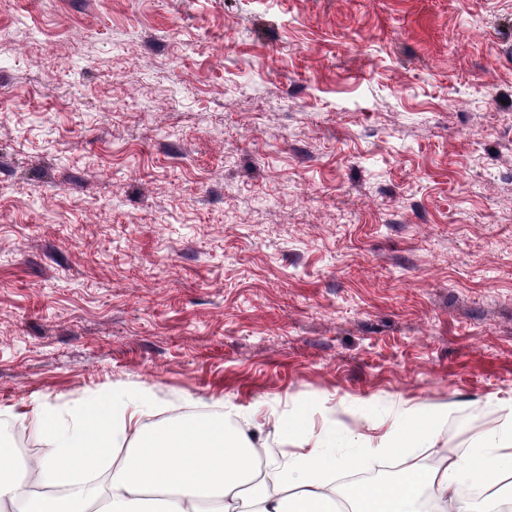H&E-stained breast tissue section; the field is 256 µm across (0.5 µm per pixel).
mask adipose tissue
Listing matches in <instances>:
<instances>
[{"label":"adipose tissue","instance_id":"obj_1","mask_svg":"<svg viewBox=\"0 0 512 512\" xmlns=\"http://www.w3.org/2000/svg\"><path fill=\"white\" fill-rule=\"evenodd\" d=\"M156 400L134 382L78 404L60 417L36 404L21 426L43 448L30 471L44 494L23 497L17 448L0 438V512H336L325 478L370 456L407 459L402 478L372 482L351 494V512H422L429 491L436 512H502L512 504V415L478 436L474 450L455 456L438 445L445 409L404 411L378 435L352 442L344 457L335 440L315 430L307 410L274 428L296 453L276 465L273 482L258 480L260 451L253 437L223 413L177 415L151 423ZM438 458L428 468L412 451ZM487 496L463 501V484Z\"/></svg>","mask_w":512,"mask_h":512}]
</instances>
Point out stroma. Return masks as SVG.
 Returning <instances> with one entry per match:
<instances>
[{"label":"stroma","instance_id":"1","mask_svg":"<svg viewBox=\"0 0 512 512\" xmlns=\"http://www.w3.org/2000/svg\"><path fill=\"white\" fill-rule=\"evenodd\" d=\"M336 438L512 411V0H0V420L113 382Z\"/></svg>","mask_w":512,"mask_h":512}]
</instances>
